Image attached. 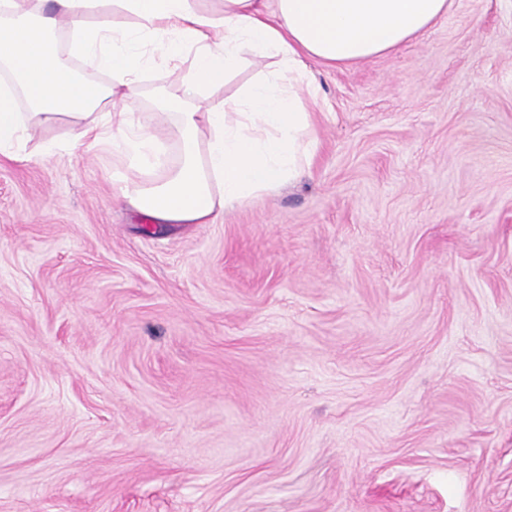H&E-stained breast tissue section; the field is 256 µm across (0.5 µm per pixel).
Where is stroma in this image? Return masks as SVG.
I'll use <instances>...</instances> for the list:
<instances>
[{"label": "stroma", "instance_id": "35a3bbf8", "mask_svg": "<svg viewBox=\"0 0 512 512\" xmlns=\"http://www.w3.org/2000/svg\"><path fill=\"white\" fill-rule=\"evenodd\" d=\"M308 67L306 174L210 224L0 155V512H512V0Z\"/></svg>", "mask_w": 512, "mask_h": 512}]
</instances>
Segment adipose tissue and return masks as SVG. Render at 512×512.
<instances>
[{"label":"adipose tissue","instance_id":"obj_1","mask_svg":"<svg viewBox=\"0 0 512 512\" xmlns=\"http://www.w3.org/2000/svg\"><path fill=\"white\" fill-rule=\"evenodd\" d=\"M0 0V154L26 149L29 127L62 118L69 148L112 144L121 203L157 224H208L224 209L301 177L316 142L317 88L305 61L348 66L395 52L447 17L452 0ZM66 27L73 42L58 48ZM94 61L108 83L76 73ZM276 59L238 94L210 101L249 57ZM173 64L176 89L134 121L153 63ZM28 109H16L17 99ZM175 124L180 154L162 162L157 126ZM138 180H131V173Z\"/></svg>","mask_w":512,"mask_h":512}]
</instances>
